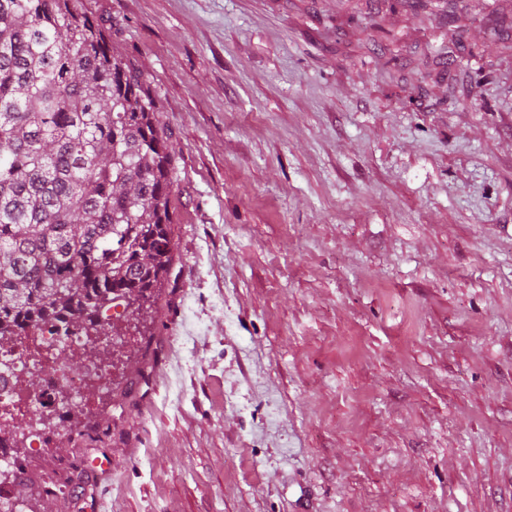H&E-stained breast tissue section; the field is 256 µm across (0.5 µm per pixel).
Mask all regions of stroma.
I'll return each instance as SVG.
<instances>
[{
	"label": "stroma",
	"mask_w": 512,
	"mask_h": 512,
	"mask_svg": "<svg viewBox=\"0 0 512 512\" xmlns=\"http://www.w3.org/2000/svg\"><path fill=\"white\" fill-rule=\"evenodd\" d=\"M83 2L174 254L20 512H512V0Z\"/></svg>",
	"instance_id": "1"
}]
</instances>
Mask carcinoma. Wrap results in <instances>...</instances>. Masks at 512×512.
Masks as SVG:
<instances>
[{"label": "carcinoma", "mask_w": 512, "mask_h": 512, "mask_svg": "<svg viewBox=\"0 0 512 512\" xmlns=\"http://www.w3.org/2000/svg\"><path fill=\"white\" fill-rule=\"evenodd\" d=\"M81 0H0V337L100 324L152 298L173 254L170 135Z\"/></svg>", "instance_id": "1"}]
</instances>
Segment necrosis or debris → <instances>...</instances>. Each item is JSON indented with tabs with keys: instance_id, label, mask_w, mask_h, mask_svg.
Returning a JSON list of instances; mask_svg holds the SVG:
<instances>
[{
	"instance_id": "1",
	"label": "necrosis or debris",
	"mask_w": 512,
	"mask_h": 512,
	"mask_svg": "<svg viewBox=\"0 0 512 512\" xmlns=\"http://www.w3.org/2000/svg\"><path fill=\"white\" fill-rule=\"evenodd\" d=\"M84 337V331L78 330L63 339L69 356L85 364L84 374L78 377L70 374L60 358L42 354V347L54 339L49 326L0 340V419H21L36 406L45 414L59 416L67 403L88 404L90 388L108 383L112 356L89 353Z\"/></svg>"
}]
</instances>
